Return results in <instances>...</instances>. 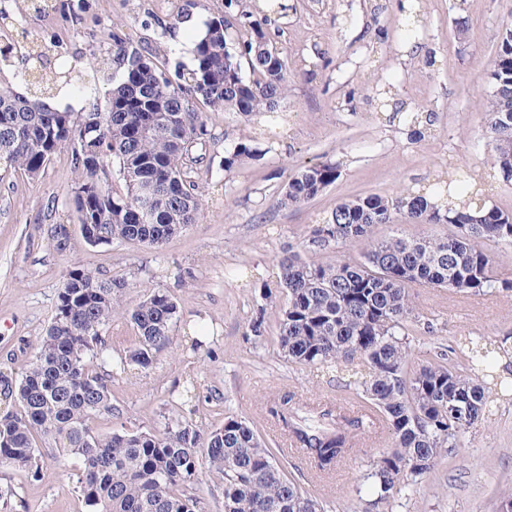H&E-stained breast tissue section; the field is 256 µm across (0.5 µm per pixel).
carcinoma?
Wrapping results in <instances>:
<instances>
[{
    "label": "carcinoma",
    "mask_w": 512,
    "mask_h": 512,
    "mask_svg": "<svg viewBox=\"0 0 512 512\" xmlns=\"http://www.w3.org/2000/svg\"><path fill=\"white\" fill-rule=\"evenodd\" d=\"M26 12L60 15L79 23L85 0H25ZM267 15L257 16L240 0L227 15L205 24L194 43L191 67L171 69L149 47L128 48L123 32L112 30V56L94 58L113 69L105 108L87 112H46L43 105L63 81L46 67L34 91L0 87V163L38 178L53 156L72 154L75 174L70 202L83 239L101 245L132 242L158 248L198 221L202 198L196 178L207 160L211 133L199 105L248 118L267 114L276 121V99L284 92L287 68L268 37ZM423 26L419 9L403 16L399 38L406 44ZM251 63L252 77L238 58ZM492 89L485 112L494 167L512 182V30L497 48ZM254 156L239 141L224 151V171ZM339 177L323 163L290 178L279 203L297 207L318 197ZM121 189L114 188V182ZM148 186L147 196L140 189ZM451 227L444 238L379 236L395 216ZM488 241L512 245V214L486 204L483 189L469 178L425 193L395 198L368 195L336 205L314 225L310 251L336 249V260L316 263L293 253L279 262L276 288L286 295L275 310L277 344L293 363L341 373L369 371L362 382L367 400L382 415L392 446L367 474L373 504L392 506L411 491L450 446L463 441L484 417L489 403L483 373L491 368L489 348L465 345L467 370L414 358L405 337L419 322L411 288H446L456 293L511 292L498 279ZM361 248L360 258L345 250ZM122 279H103L80 265L67 270L46 334L19 381L3 375L5 395L20 407L0 415V467L39 469L43 455L55 459L76 481L86 512H202L197 495L203 476L224 485V512H322L289 479L255 430L228 416L205 431L189 421L168 422L159 431L98 433L95 417L114 411L112 379L134 365L147 370L170 343L179 318L174 300L155 292L134 305L125 302ZM122 316L136 330L135 345L102 371L103 333ZM266 308L249 322L250 335L266 333ZM321 471L342 458L361 416H346L285 394L268 407ZM47 439L41 450L35 436Z\"/></svg>",
    "instance_id": "cac0c4a2"
}]
</instances>
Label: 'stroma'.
<instances>
[{"label":"stroma","instance_id":"stroma-1","mask_svg":"<svg viewBox=\"0 0 512 512\" xmlns=\"http://www.w3.org/2000/svg\"><path fill=\"white\" fill-rule=\"evenodd\" d=\"M271 13L270 38L287 63L288 83L277 110L286 122L268 132L263 121L205 112L213 161L202 172L197 224L160 248L135 243L87 244L70 204L69 151L57 153L30 179L0 166V373L20 379L54 314L67 269L80 265L104 278L128 282V303L161 291L176 302L171 341L149 370H132L112 383L115 414L94 421L102 434L128 428L154 430L187 419L204 429L226 416L254 425L287 474L325 512H363L370 498L366 475L390 447L387 428L363 434L350 455L324 476L308 459L286 450L266 412L272 396L289 394L319 407L359 405L344 379L288 361L277 346V327L262 339L247 327L288 251L302 250L312 225L337 204L370 194L395 197L470 173L485 182L490 202L512 212V182L497 177L484 129L483 104L492 87L496 49L512 27V0H422L427 26L409 45L398 39V0H281ZM84 23L60 16L25 15L19 0L0 19V42L26 53L30 39L55 36L58 65L105 98L111 74L91 66L111 54L112 27L133 46L158 48L160 62L192 64V43L208 20L224 13V0H89ZM188 18L175 21L178 7ZM172 24L161 36L159 23ZM392 83V97L409 110L434 115L422 138L393 118L370 91L374 80ZM245 141L258 155L225 172L228 145ZM333 163L339 177L298 208L279 204L283 187L301 167ZM68 225L70 241L58 249L50 235ZM421 318L410 338L415 356L460 362L466 337L482 338L512 355V292L460 294L418 287ZM198 322L217 336L200 356L186 355L185 329ZM491 412L418 478L393 512H497L498 495L512 486V394L492 390ZM11 487L10 512H82L75 485L49 458L38 473L0 468Z\"/></svg>","mask_w":512,"mask_h":512}]
</instances>
